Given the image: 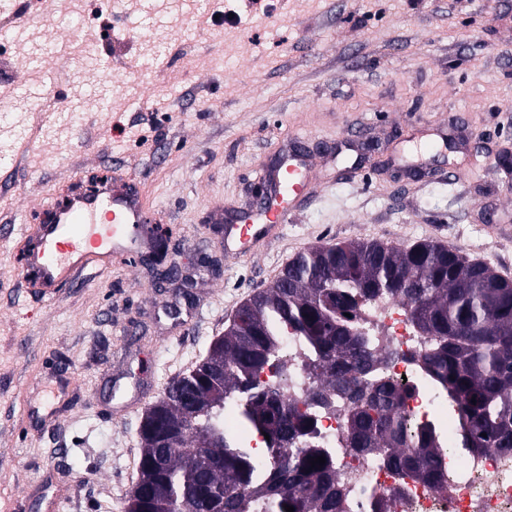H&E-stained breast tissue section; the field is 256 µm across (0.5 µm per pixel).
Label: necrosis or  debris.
<instances>
[{"instance_id":"4bbe7bcc","label":"necrosis or debris","mask_w":512,"mask_h":512,"mask_svg":"<svg viewBox=\"0 0 512 512\" xmlns=\"http://www.w3.org/2000/svg\"><path fill=\"white\" fill-rule=\"evenodd\" d=\"M359 328L375 348L391 351L381 370L395 384H408L413 392L405 411L412 423H434L446 445H454L459 415L448 407V399L421 369V357L429 349L408 317L405 302L384 296L365 304ZM284 344L293 371L283 392L284 400L305 404L316 379L307 365L305 349L293 336ZM344 409L335 407L320 414L319 433L330 448L340 475L343 512H368L370 496L391 497L393 512H512V453L490 448L481 454H456L442 459L445 479L440 486L401 479L376 455L351 456L345 443Z\"/></svg>"}]
</instances>
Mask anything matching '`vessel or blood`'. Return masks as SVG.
I'll return each instance as SVG.
<instances>
[{"label": "vessel or blood", "instance_id": "1", "mask_svg": "<svg viewBox=\"0 0 512 512\" xmlns=\"http://www.w3.org/2000/svg\"><path fill=\"white\" fill-rule=\"evenodd\" d=\"M264 179L267 192L261 204L224 228L226 257L247 255L253 241L288 223L301 195L322 184L320 175L295 154L283 155ZM148 212L132 169L109 187L77 193L69 206L56 213L53 223L24 226L20 256L25 274L17 279L19 287L50 297L83 281L87 271H111L115 258L136 263L145 246L155 243L161 233L160 226L148 225Z\"/></svg>", "mask_w": 512, "mask_h": 512}]
</instances>
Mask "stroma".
Masks as SVG:
<instances>
[{"mask_svg": "<svg viewBox=\"0 0 512 512\" xmlns=\"http://www.w3.org/2000/svg\"><path fill=\"white\" fill-rule=\"evenodd\" d=\"M33 9L44 26L25 25ZM13 23L0 154L22 132L32 148L0 185V512H46L61 490L62 512H124L143 410L309 246L433 239L512 278V240L489 233L512 228L497 163L512 151V0H20ZM59 71L45 112L16 98ZM292 144L323 187L275 241L225 257L210 206L252 205ZM127 162L170 233L172 278L120 262L53 301L26 296L14 235L33 200ZM47 385L56 400L35 407Z\"/></svg>", "mask_w": 512, "mask_h": 512, "instance_id": "1", "label": "stroma"}]
</instances>
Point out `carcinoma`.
Here are the masks:
<instances>
[{"label": "carcinoma", "mask_w": 512, "mask_h": 512, "mask_svg": "<svg viewBox=\"0 0 512 512\" xmlns=\"http://www.w3.org/2000/svg\"><path fill=\"white\" fill-rule=\"evenodd\" d=\"M382 296L404 301L431 341L421 368L458 408V447L512 451V281L431 240L314 245L246 300L206 357L147 409L125 512H172L178 503L188 512H286V504L340 512L336 461L316 420L335 396L347 401L353 455L375 454L405 478L440 482L445 448L437 428L410 426V388L375 375L388 353L374 351L356 328L361 306ZM290 333L317 375L304 412L270 383L288 373L280 341ZM227 407L240 428L269 435L264 459L224 430ZM317 456L326 462L313 468Z\"/></svg>", "instance_id": "carcinoma-1"}]
</instances>
